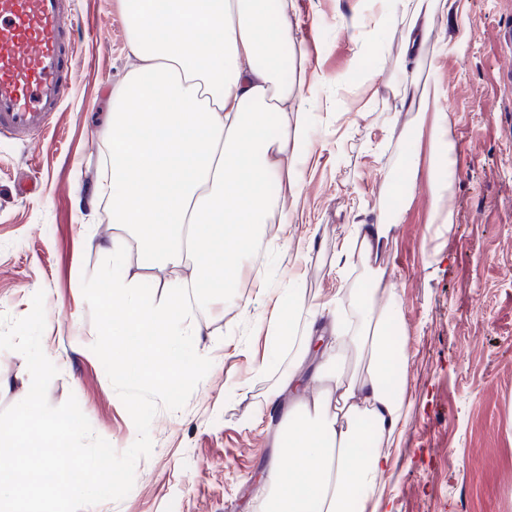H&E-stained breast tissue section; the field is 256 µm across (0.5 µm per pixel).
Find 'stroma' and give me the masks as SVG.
Instances as JSON below:
<instances>
[{"label": "stroma", "instance_id": "stroma-1", "mask_svg": "<svg viewBox=\"0 0 512 512\" xmlns=\"http://www.w3.org/2000/svg\"><path fill=\"white\" fill-rule=\"evenodd\" d=\"M377 0H293L291 24L309 48L303 64L308 138L299 149V187L278 181L287 224L265 253L263 285L245 295L247 313L223 302L193 306L196 351L213 366L177 412L159 409L153 450L121 501L84 512H259L262 470L272 450L259 411L288 368L287 354L265 362L267 324L297 284L319 326L344 314L340 297L362 276L349 241L396 205L384 186L404 161L415 116L401 97L439 84L457 150L452 225L429 223L428 175L379 262L394 283L405 332L399 384L410 408L393 468L378 488L392 512H512V83L499 71L512 0H436L447 50L427 48L414 86L403 74L399 41L372 49ZM72 40L78 65L50 130L25 141L0 138V314L26 316L45 294L42 346L56 365L47 399L75 396L95 434L117 451L137 431L91 346L96 330L83 276L101 247L125 236L94 197L110 92L135 62L123 0H75ZM467 47L456 51L459 36ZM31 377L18 352L0 350V410L20 402Z\"/></svg>", "mask_w": 512, "mask_h": 512}]
</instances>
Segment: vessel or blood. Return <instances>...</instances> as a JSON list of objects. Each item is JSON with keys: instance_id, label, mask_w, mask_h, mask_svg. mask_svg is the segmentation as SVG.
<instances>
[{"instance_id": "obj_1", "label": "vessel or blood", "mask_w": 512, "mask_h": 512, "mask_svg": "<svg viewBox=\"0 0 512 512\" xmlns=\"http://www.w3.org/2000/svg\"><path fill=\"white\" fill-rule=\"evenodd\" d=\"M73 0H0V135L46 131L76 67Z\"/></svg>"}]
</instances>
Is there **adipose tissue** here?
Segmentation results:
<instances>
[{
  "label": "adipose tissue",
  "mask_w": 512,
  "mask_h": 512,
  "mask_svg": "<svg viewBox=\"0 0 512 512\" xmlns=\"http://www.w3.org/2000/svg\"><path fill=\"white\" fill-rule=\"evenodd\" d=\"M135 65L112 96L104 132L112 166L104 192L112 221L133 228L145 266L175 270L163 302L137 282L116 279L101 302L102 330L112 341V366L155 385L201 379L205 364L186 354L188 329L177 316L213 298L249 303L239 291L244 262L274 245L266 226L282 212L273 182L298 183L293 159L308 135L301 80L286 76L285 52L297 47L287 0H124ZM375 24L400 34L405 63L422 55L434 31L427 0H390ZM399 110L430 116L414 127L402 175L390 195L411 200L420 165L429 169L430 221L453 224L452 123L439 95L401 100ZM429 134L428 155L418 150ZM399 213L356 228L353 250L364 275L352 300L356 324L336 319L330 352L300 389L298 372L315 338V314L290 286L268 325L275 343L284 326L304 318L279 391H295L300 408L279 426L276 452L261 487L262 512H380L374 493L391 467L389 449L403 437L409 401L398 386L404 363L390 334L402 330L401 306L378 245L390 243ZM188 275H180L182 267Z\"/></svg>",
  "instance_id": "obj_1"
}]
</instances>
